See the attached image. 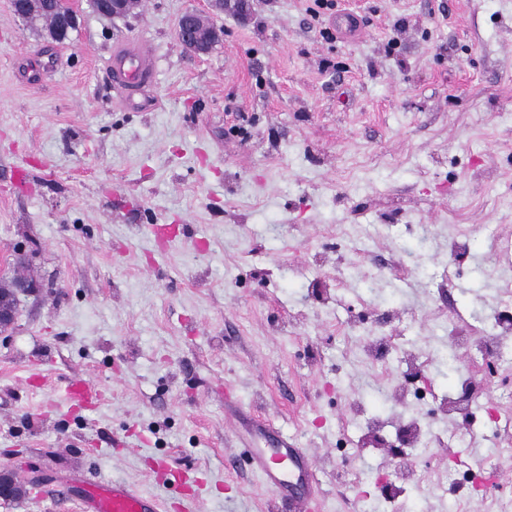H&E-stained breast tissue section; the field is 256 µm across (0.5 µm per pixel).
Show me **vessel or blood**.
Returning <instances> with one entry per match:
<instances>
[{"instance_id":"b4317fda","label":"vessel or blood","mask_w":512,"mask_h":512,"mask_svg":"<svg viewBox=\"0 0 512 512\" xmlns=\"http://www.w3.org/2000/svg\"><path fill=\"white\" fill-rule=\"evenodd\" d=\"M110 73L113 85L130 97L154 80L156 68L153 59L133 45L116 49ZM61 389L67 402L89 403L100 398L97 387L85 379H65ZM250 458L263 484L275 496L288 500L293 512H320L319 482L300 449L280 441L270 448L251 449ZM91 504L95 512H159L161 507L158 499L122 481L95 485Z\"/></svg>"}]
</instances>
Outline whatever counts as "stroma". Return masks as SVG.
<instances>
[{"mask_svg": "<svg viewBox=\"0 0 512 512\" xmlns=\"http://www.w3.org/2000/svg\"><path fill=\"white\" fill-rule=\"evenodd\" d=\"M249 3L197 57L177 22L207 0H78L61 43L0 0V276L23 248L34 284L0 334V468L28 489L0 512H91L85 483L113 480L167 512H290L252 433L312 460L323 512H496L512 487L485 414L390 450L455 388L446 355L512 413L448 337L512 308V259L488 263L512 247V0ZM345 13L358 38L324 37ZM141 37L156 74L130 102L108 66ZM72 376L105 401L61 405Z\"/></svg>", "mask_w": 512, "mask_h": 512, "instance_id": "stroma-1", "label": "stroma"}]
</instances>
